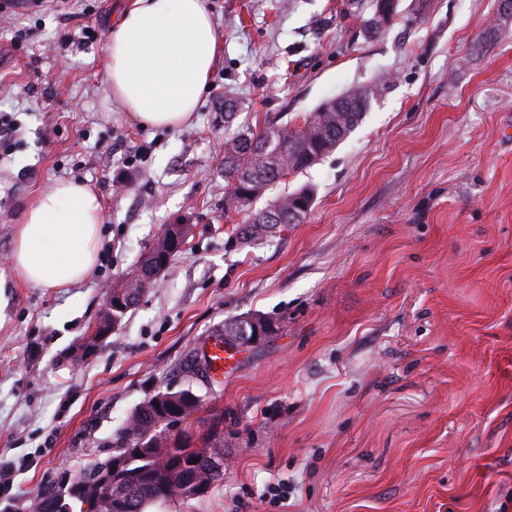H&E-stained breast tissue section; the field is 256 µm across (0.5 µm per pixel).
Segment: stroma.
I'll return each mask as SVG.
<instances>
[{"label":"stroma","mask_w":512,"mask_h":512,"mask_svg":"<svg viewBox=\"0 0 512 512\" xmlns=\"http://www.w3.org/2000/svg\"><path fill=\"white\" fill-rule=\"evenodd\" d=\"M357 0H207L224 56L196 118L144 129L113 97L105 43L127 0H0V510L112 453L159 390L224 441V479L147 512H512V17L497 0H400L383 31ZM391 82L331 154L266 200L312 187L265 242L224 217V101L238 122L301 125ZM89 183L105 223L80 285L34 288L6 263L35 197ZM168 224L184 251L83 361L80 347ZM277 319L235 374L186 367L225 321Z\"/></svg>","instance_id":"stroma-1"}]
</instances>
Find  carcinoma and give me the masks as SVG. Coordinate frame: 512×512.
Returning <instances> with one entry per match:
<instances>
[{
    "label": "carcinoma",
    "instance_id": "1",
    "mask_svg": "<svg viewBox=\"0 0 512 512\" xmlns=\"http://www.w3.org/2000/svg\"><path fill=\"white\" fill-rule=\"evenodd\" d=\"M388 81L389 77L385 76L369 92L348 91L339 96L340 104L350 107L351 111L328 113L320 132L313 127V118L320 113L317 109L302 125L293 129L288 126L257 129L242 124L224 139V210L237 214L251 211L249 221L237 225L232 232L239 243L262 242L277 228L275 224L265 223L270 207H280L281 214L286 217L288 211L298 210L309 203L312 189L302 187L278 196L261 210H252L253 204L277 181L311 167L333 152L359 126L372 99L384 90ZM189 391L188 387L165 389L172 395L173 402L180 405L182 422L199 408V400L183 399V394ZM168 426L161 408L147 399L128 417L117 435L109 459L121 460L124 471L132 480L128 488V512H145L149 505L157 502L179 501L170 486L154 478L157 466L164 461L180 483L199 478L208 479L213 485L224 478V473L212 472L209 462L213 455L224 449L223 441L214 438L205 448H192L187 436L170 432ZM156 440L164 444L163 456L135 453V448H146ZM97 467L95 463L69 480L65 492L60 484L37 491L31 503L32 512H69L65 499H80L82 487L98 481Z\"/></svg>",
    "mask_w": 512,
    "mask_h": 512
}]
</instances>
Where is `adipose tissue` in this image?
Instances as JSON below:
<instances>
[{
  "label": "adipose tissue",
  "instance_id": "adipose-tissue-1",
  "mask_svg": "<svg viewBox=\"0 0 512 512\" xmlns=\"http://www.w3.org/2000/svg\"><path fill=\"white\" fill-rule=\"evenodd\" d=\"M224 55L207 0H128L106 39L113 96L145 128L190 121ZM105 216L86 183L57 181L19 224L10 264L34 288H70L95 268Z\"/></svg>",
  "mask_w": 512,
  "mask_h": 512
}]
</instances>
